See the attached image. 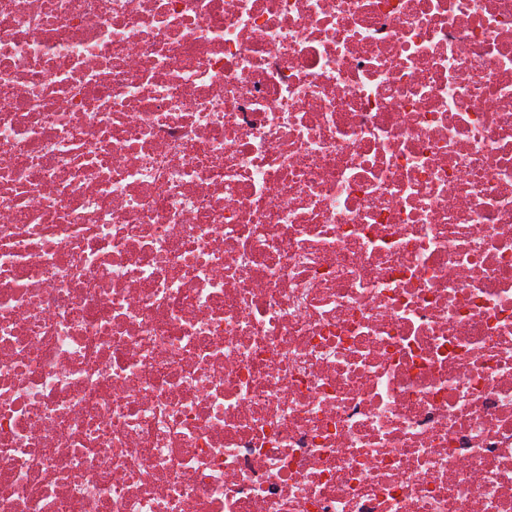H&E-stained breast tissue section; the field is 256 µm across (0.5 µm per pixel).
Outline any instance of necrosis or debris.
<instances>
[{"mask_svg":"<svg viewBox=\"0 0 512 512\" xmlns=\"http://www.w3.org/2000/svg\"><path fill=\"white\" fill-rule=\"evenodd\" d=\"M0 512H512V0H0Z\"/></svg>","mask_w":512,"mask_h":512,"instance_id":"obj_1","label":"necrosis or debris"}]
</instances>
